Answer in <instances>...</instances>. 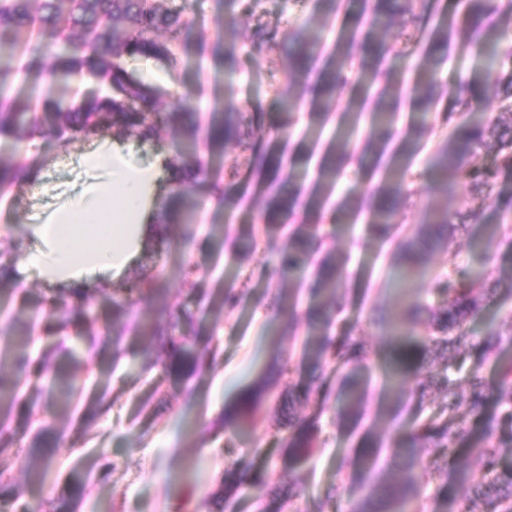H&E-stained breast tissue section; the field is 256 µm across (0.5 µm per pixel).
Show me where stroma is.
<instances>
[{
    "instance_id": "1",
    "label": "stroma",
    "mask_w": 512,
    "mask_h": 512,
    "mask_svg": "<svg viewBox=\"0 0 512 512\" xmlns=\"http://www.w3.org/2000/svg\"><path fill=\"white\" fill-rule=\"evenodd\" d=\"M160 2L185 8L195 20L178 72L170 73L165 62L155 57L147 63L129 57L125 66L138 79L145 66H152L156 77L149 86L160 105L190 92L195 110L189 121L198 127L196 137L178 136L166 128L147 141L133 133L117 138L109 131L67 143L51 133L38 136L27 145L30 177L0 196V266L10 269L9 275L0 274V324L12 322L21 330L18 346L32 363L43 366L46 378H71L82 391L74 404L57 388L44 386L42 401L51 429L43 444L50 452L42 459L29 457L33 435L28 432L10 452L0 454V473L6 477L0 483V512H54L58 498L79 487L85 494L78 512H222L215 492L225 467L252 457L258 448L269 451L277 466L268 484L275 505L285 512H333L325 494L330 484L342 479L339 459L353 454L362 435L389 448L396 426L418 427L446 399L434 392L402 399L399 417L393 420L381 411L384 394L376 376L353 426L340 419L335 400H328L320 422L321 446L300 472L293 491L288 488V473L279 468V451L271 446L274 437L285 432L276 412L264 411L245 436L223 425L225 407L237 402L256 378L287 363L298 346L288 333L279 298L283 283L276 253L284 238L250 237V225L265 221L264 195L256 178L229 175L232 163H245L252 138L247 135L241 143L208 148V116L216 100L234 112L261 107L267 138L286 149L291 186L311 191L336 125L331 122L318 129L307 109L281 110L280 95L297 93L300 82L284 76L279 55L254 33L260 28L283 32L304 22L313 14L315 2L240 0L230 17L224 14V0ZM454 5L455 0H407L405 16L396 17L391 25L396 36L390 41L388 64L399 84L412 83L418 62L415 46L421 37L417 28L406 26V17L438 7L450 10ZM218 35L235 52L234 68H227L223 56L197 45L198 40L210 42ZM484 71L483 61L472 54L451 55L441 67L437 75L441 98L430 130L403 175L409 196L401 217L407 232L427 223L436 211L446 214L450 224L447 250L433 253L426 276L413 284L423 303L437 302L430 292L434 278L485 270L487 290L480 295L478 313L467 322L478 343L512 314V179L500 177L487 200L474 197L464 180L443 196L435 189L429 159L435 144L448 138L463 120L452 110L457 87ZM116 138L144 160H162L159 199H168L177 174L175 163L193 143L209 170V183L232 195L243 194L244 200L229 212L209 184L189 188L198 226L193 241L178 244L181 222L157 215L138 262L120 273L88 276L93 299L84 303L66 296L62 288L23 274L20 262L37 244L32 225L45 222L73 198L106 181V173L87 167L84 157L97 144ZM325 230L348 259L345 292L353 301L349 317L354 333L370 344L371 365L380 368L392 339L379 316L399 308L391 291L394 244L372 240L363 222L329 223ZM186 264L194 267L200 288L214 292L232 287L243 291V301L223 309L198 302L182 287L179 270ZM147 274L157 275L160 296L137 303V318L124 333V352L113 357L112 299ZM183 305L196 316L194 329L187 333L190 348H219L210 370L188 382L167 373L148 334L151 325L164 321L166 307ZM90 335L96 340L91 349L85 343Z\"/></svg>"
}]
</instances>
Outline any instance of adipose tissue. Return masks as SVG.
I'll use <instances>...</instances> for the list:
<instances>
[{"label":"adipose tissue","instance_id":"1","mask_svg":"<svg viewBox=\"0 0 512 512\" xmlns=\"http://www.w3.org/2000/svg\"><path fill=\"white\" fill-rule=\"evenodd\" d=\"M85 161L109 172V187L88 191L36 225L43 246L21 262L22 271L70 288L131 265L153 222L161 175L159 165L138 163L117 142L98 146Z\"/></svg>","mask_w":512,"mask_h":512}]
</instances>
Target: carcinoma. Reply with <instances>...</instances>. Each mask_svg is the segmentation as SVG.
Segmentation results:
<instances>
[{
    "mask_svg": "<svg viewBox=\"0 0 512 512\" xmlns=\"http://www.w3.org/2000/svg\"><path fill=\"white\" fill-rule=\"evenodd\" d=\"M29 3L30 0H0V140L18 145L43 133L38 117L26 116L27 108L11 99L9 77L16 70L15 59L33 52L34 31L46 28L51 29L57 48L49 69V87L55 86L66 93L73 78L105 85L104 93L84 98L76 105L53 104L56 133L90 136L112 126L136 130L141 139L148 140L160 125L183 126V114L191 111L185 99L180 98L165 109L159 108L152 89L129 75L125 58L156 56L170 70H176L181 51L187 47L194 28V18L185 9L164 10L156 0H42L41 10L34 13ZM359 3L366 26L342 28L329 53L322 49L313 20L283 34L262 28L256 32L262 42L282 55L285 76L317 72L315 81L304 91L281 98V106L292 112L303 103L304 95L311 94L309 112L318 125L329 120L336 93L347 85L345 72L352 49L359 45L363 52L361 81L349 95L339 117V134L324 153L315 187L306 197L296 188L280 192L272 183L267 187L269 219L284 214L291 219L300 218L289 228L288 246L279 254L282 278L290 282L303 278L310 259L319 257L309 286L288 290L284 307L292 315L300 299H305L307 319L299 363L303 367L313 361L322 366L320 375L303 377L288 393V401L279 404L281 413L298 402L312 407L301 421L288 418L287 434L277 442L283 449L284 467L290 471L299 470L317 447L323 406L331 395H336L342 413L357 412L365 394L368 362L372 357L367 341L353 336L345 316L348 303L338 297L347 274L346 259L331 247L321 225L309 223L308 217L324 210L341 170L351 163H362L364 153L374 151L382 162L369 175L372 178L380 175L378 186L364 198L344 197L336 202V210L353 223L364 212L371 238L377 241L394 238L398 205L405 196L400 174L419 152V136L424 130V123L417 124L418 137L410 138L401 135L397 126L403 95L392 79L387 54L390 21L401 11L400 0H359ZM316 4L315 17L328 19L338 13L341 0H316ZM414 23L424 40L410 89V111L420 114L423 120L434 111L438 100L436 74L447 53L456 49L468 50L486 61L489 71L495 74L497 97L506 108L512 109V42L506 41L512 31V0H456L453 12L416 16ZM473 94L469 84H462L456 90L458 103L469 112L478 109ZM362 120L367 127L366 143L360 152L352 144L351 136ZM250 123L256 127V137L247 161L249 173L273 179L280 169L282 153L265 138V113L260 108L251 113ZM210 127L215 145L237 136V123L229 112L213 111ZM484 137L485 128L481 124L465 122L438 145L430 158V167L440 194L448 196L462 178L469 179L472 188L480 192L492 186L501 175L512 173V125L498 132L491 165L476 170L464 168L462 162L484 145ZM28 173L29 166L22 158L13 160L10 168L0 169V191ZM437 224H448V218L437 215L397 241L393 260L401 271L400 282L423 276L425 254L445 245L446 239L435 228ZM155 286V278L144 277L127 289V296L112 300L113 314L120 319L126 317L140 297L155 292ZM477 287L479 283L468 276H440L433 283V292L439 298V304L434 307L422 304L406 289H401L400 311L391 318V326L399 330L408 323V318L425 314L432 328L431 336L425 341L410 331L395 337L396 357L388 363L387 377L404 383L402 394L411 396L414 390L424 388L421 376L427 355L434 353L446 360L450 352L464 353L475 348L465 323L478 312L474 297ZM212 298L231 308L242 300L233 288L220 289ZM167 314V323H159L151 330V341L165 356L169 370L188 377L202 373L215 362L217 347L201 353L190 350L182 327L194 325V314L182 307H173ZM480 357L495 361L499 379L492 386L480 368L471 371L467 379L469 414H457L459 394L448 372L429 377L428 382L447 396L444 408L416 430L398 437V443L389 449L397 462L381 472L374 469L379 449L370 441H363L356 450V471L351 474L349 484L332 486L326 501L347 504L346 512H421L418 473L425 472L431 479L440 481L448 474V465L465 454L480 461L483 478L475 480L463 474L464 494L457 506H448L446 496H435L431 512H512V466L501 463V448L512 447V439L505 437L506 428L512 426V357L503 356L493 340L481 346ZM0 359L14 366L19 383L42 372L40 366L32 364L12 346L9 325L0 329ZM410 379L415 382L413 389L405 385ZM490 396L501 408L497 415L484 412ZM268 397V382L254 381L236 406L225 409L224 425L242 427L253 423ZM42 417L34 402L19 409L14 400H1L0 453L12 449L18 426L29 429ZM267 469L265 457L259 454L225 468L216 492L224 502V512H236L237 501L246 489L247 472H254V484L259 485Z\"/></svg>",
    "mask_w": 512,
    "mask_h": 512,
    "instance_id": "obj_1",
    "label": "carcinoma"
}]
</instances>
